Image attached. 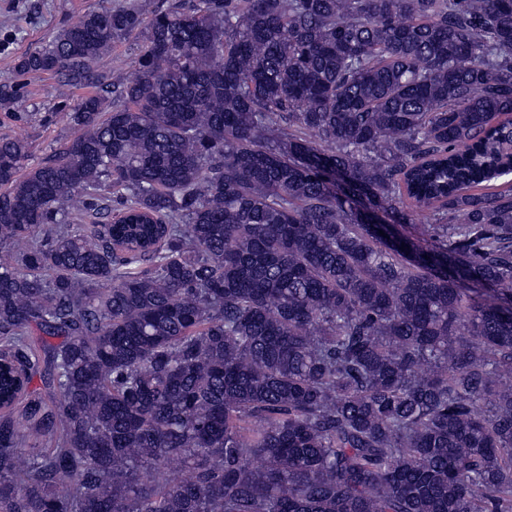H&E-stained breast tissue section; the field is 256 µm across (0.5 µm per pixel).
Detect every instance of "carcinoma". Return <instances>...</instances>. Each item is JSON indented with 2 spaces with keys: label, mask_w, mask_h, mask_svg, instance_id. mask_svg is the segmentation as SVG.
I'll return each instance as SVG.
<instances>
[{
  "label": "carcinoma",
  "mask_w": 512,
  "mask_h": 512,
  "mask_svg": "<svg viewBox=\"0 0 512 512\" xmlns=\"http://www.w3.org/2000/svg\"><path fill=\"white\" fill-rule=\"evenodd\" d=\"M130 37L0 139V512H512V0L100 7L19 69ZM140 39L129 38L112 44V50L101 56L93 65L98 74L108 75L111 70L121 69L130 74L133 71V61L139 52Z\"/></svg>",
  "instance_id": "1"
}]
</instances>
